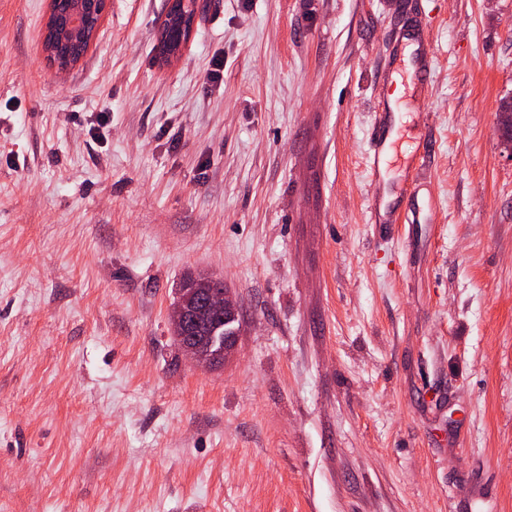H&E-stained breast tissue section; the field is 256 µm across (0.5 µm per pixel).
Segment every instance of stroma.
<instances>
[{
    "instance_id": "1",
    "label": "stroma",
    "mask_w": 512,
    "mask_h": 512,
    "mask_svg": "<svg viewBox=\"0 0 512 512\" xmlns=\"http://www.w3.org/2000/svg\"><path fill=\"white\" fill-rule=\"evenodd\" d=\"M169 4L60 71L0 0V512H512V0H198L166 65ZM175 1L180 2L181 5L182 2H190V8L192 9V11L189 13H186L184 11L182 16H180L177 20H174L173 24L177 25L180 34L179 39L175 44L170 43L169 40L167 39L166 29L167 26L170 25V23H168L169 17L167 16V13L165 14L163 20L161 21L159 27V54L160 59L165 63L171 62L172 60L169 56L175 51V49H177L181 45V43H183V41H186L191 37L193 33L194 18L196 15V8L193 10V5L196 6L197 0H174L173 3H175ZM383 113V112H380ZM380 113L375 115L374 129L375 136L373 138L370 152L368 154V171L369 174L374 177L379 172V156L383 149L386 141L384 137V128L382 123V116ZM209 285L200 276H188L182 282L179 288V296L177 297V304L174 305L172 310L173 325L185 332L193 324L192 316L185 310L179 303L187 307H193L201 293L208 289ZM212 281V288H216L208 292L201 300L200 304L206 311L214 314H224L223 319H212L206 316L201 317L202 321V332L203 336H223L221 340V346L224 344H231V353L236 349L237 339L240 335L241 325L239 324L231 329L232 334L224 336V323H228L233 318L239 319V304L237 299L227 290L224 289V285L221 281L209 276L202 274ZM231 319V320H229ZM226 339V342L224 341Z\"/></svg>"
}]
</instances>
